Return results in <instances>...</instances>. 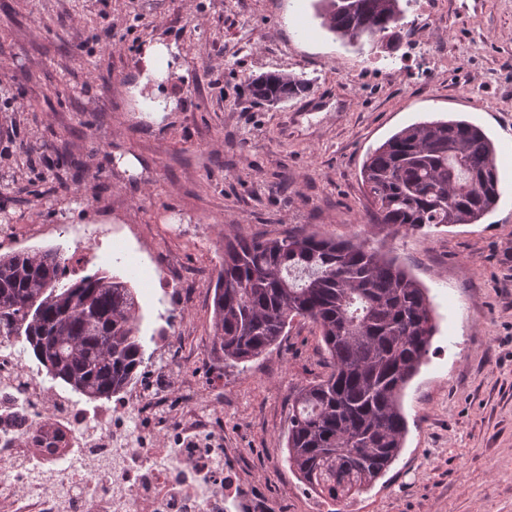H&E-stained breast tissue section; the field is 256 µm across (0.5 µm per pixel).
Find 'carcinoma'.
<instances>
[{
    "mask_svg": "<svg viewBox=\"0 0 512 512\" xmlns=\"http://www.w3.org/2000/svg\"><path fill=\"white\" fill-rule=\"evenodd\" d=\"M404 13L400 0H319L317 8L328 33L362 52L394 46ZM309 88L283 73L247 83L269 104ZM361 179L376 224L394 232L477 224L500 197L495 145L465 120L402 128L368 153ZM68 261L61 246L0 254V333L22 339L70 392L109 400L145 361L141 305L116 274L66 282ZM297 318L318 327L330 372L293 396L287 460L309 488L340 503L372 486L404 446L402 396L428 358L432 307L396 257L356 235L224 236L212 328L224 364L268 353Z\"/></svg>",
    "mask_w": 512,
    "mask_h": 512,
    "instance_id": "cac0c4a2",
    "label": "carcinoma"
}]
</instances>
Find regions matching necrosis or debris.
<instances>
[{
  "instance_id": "necrosis-or-debris-1",
  "label": "necrosis or debris",
  "mask_w": 512,
  "mask_h": 512,
  "mask_svg": "<svg viewBox=\"0 0 512 512\" xmlns=\"http://www.w3.org/2000/svg\"><path fill=\"white\" fill-rule=\"evenodd\" d=\"M174 368L143 371L105 404L47 385L0 336V512H256L192 337L163 334Z\"/></svg>"
}]
</instances>
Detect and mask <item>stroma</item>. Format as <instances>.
I'll use <instances>...</instances> for the list:
<instances>
[{
	"label": "stroma",
	"mask_w": 512,
	"mask_h": 512,
	"mask_svg": "<svg viewBox=\"0 0 512 512\" xmlns=\"http://www.w3.org/2000/svg\"><path fill=\"white\" fill-rule=\"evenodd\" d=\"M314 0H0V227L5 251L66 243L136 289L146 333L196 338L224 380V437L265 512H512V0H440L437 74L412 70L420 34L365 55L326 33ZM177 75L134 89L147 46ZM305 73L310 90L267 106L248 78ZM447 116L493 139L501 197L480 223L388 234L360 170L398 129ZM135 157L141 170L122 169ZM109 217L112 231L83 229ZM291 229L359 235L429 290L437 331L403 400L409 432L370 489L336 505L287 463L292 395L329 368L320 333L295 321L272 352L212 357L224 235ZM195 302L160 303L162 272Z\"/></svg>",
	"instance_id": "stroma-1"
}]
</instances>
